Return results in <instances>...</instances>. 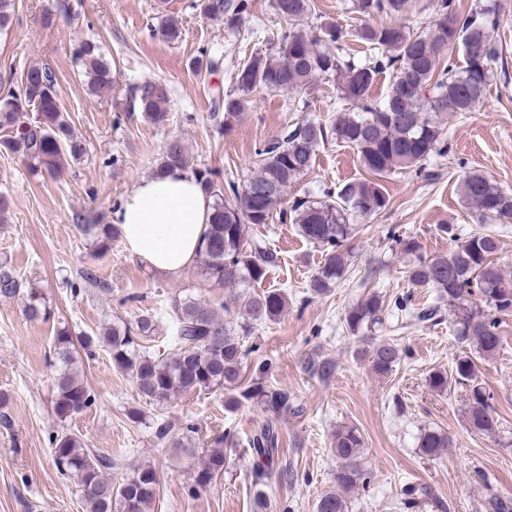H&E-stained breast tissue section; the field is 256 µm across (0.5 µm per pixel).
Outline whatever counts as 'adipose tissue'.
<instances>
[{
    "label": "adipose tissue",
    "mask_w": 512,
    "mask_h": 512,
    "mask_svg": "<svg viewBox=\"0 0 512 512\" xmlns=\"http://www.w3.org/2000/svg\"><path fill=\"white\" fill-rule=\"evenodd\" d=\"M210 212L194 176L175 169L140 178L112 221L131 255L159 274L177 277L194 261Z\"/></svg>",
    "instance_id": "obj_1"
}]
</instances>
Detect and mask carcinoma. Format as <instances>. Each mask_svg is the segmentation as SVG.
Returning a JSON list of instances; mask_svg holds the SVG:
<instances>
[{
    "label": "carcinoma",
    "instance_id": "1",
    "mask_svg": "<svg viewBox=\"0 0 512 512\" xmlns=\"http://www.w3.org/2000/svg\"><path fill=\"white\" fill-rule=\"evenodd\" d=\"M408 0H355L354 12L368 18L398 17L405 13ZM204 15L222 19L234 28L247 13L248 0H200ZM274 8L288 24L280 42L264 52L251 55L234 74L235 89L222 96L224 109L220 126L228 127L245 111L246 95L258 90L290 91L299 95L302 108L318 81L336 78L339 99L352 105L324 121L304 120L291 124L279 136L255 150L254 172L244 181H221L216 169L194 170L205 195L212 199L210 223L200 244L201 274L207 281L226 287H251L263 282L269 268L277 264V255L263 250L250 240L254 225L288 219L298 225L299 234L325 252L324 262L312 276L309 288L315 295L328 293L347 272V242L353 237L352 218L385 210L389 197L382 181L404 171L420 174L433 155L448 153L444 136L448 119L470 112L486 95L491 66L499 48L493 37L499 18L492 3L468 12L460 10L457 0H437L435 16L428 25L415 30L400 23L370 24L347 30L335 23L320 25L308 33L300 28L311 10L310 0H274ZM168 42L180 40L178 19L168 16L158 29ZM353 37L366 47L365 56L356 59L345 53L344 43ZM461 50L464 65L447 56L448 47ZM74 64L88 88L98 95H109L116 83L112 64L90 39L81 40L73 49ZM390 80L383 101L372 100L375 82L383 74ZM167 95L162 85L145 80L126 94L124 108L140 112L153 124L168 121ZM454 111H448V107ZM328 143L353 148L369 177L345 184L336 199L313 201L297 199L285 209L288 188L313 166L318 148ZM87 152L86 144L72 131L59 104V93L52 69L47 65L29 67L21 90L0 98V153L18 156L32 164L35 171L57 178L68 161H77ZM188 167L185 142L173 137L164 147L155 173ZM461 197L477 215L481 224L489 220L512 223V194L502 191L488 176L469 171L460 179ZM82 231L94 236L100 248H106L119 230L112 224H95L93 219L76 215ZM389 238L400 250L416 256L407 265L406 277L416 285L435 289L448 302L455 315L454 337L458 344L472 348L460 353L452 372L436 370L429 376L431 389L444 392L448 377L470 387L467 421L471 430L492 434L499 428L493 415L491 397L478 382L476 357L488 358L501 346L497 315L512 312V275L495 262L500 239L490 231L468 234L446 255L429 259L418 254L419 245L403 237L396 229ZM24 287L23 281L8 269H0V297L11 298ZM240 309L250 318L277 321L288 306L285 292L270 289L258 294H243ZM32 320L51 315L45 299L29 293L25 307ZM224 303L202 300L192 295L176 298L170 307L171 346L159 356L147 350L143 342L155 331L151 313H143L131 322L102 327L73 340L68 328L58 330L54 339V359L61 364L54 379L53 411L65 423L95 403V394L69 368L76 347L91 357L97 349L106 350L112 365L129 375L146 405H169L180 394L227 389L225 407L234 409L245 402L259 404L267 418L246 440L251 458V483L256 490L257 512H291L284 502L267 498V480L281 463L282 434L280 419L305 413L303 404L288 391L266 384L268 362L253 367L252 376L242 375L251 350L243 348L235 330L224 321ZM382 298L371 293L354 302L345 314L351 334L365 336L383 324ZM402 351L390 341H380L357 349V356L368 360L372 371L385 376L400 362ZM302 370L322 381L336 372V361L329 357L306 355ZM179 436L177 445L193 441L198 428L190 420L157 423L155 436L166 440ZM228 436L215 434L205 450L204 460L189 490L211 484L224 473V443ZM53 461L58 471L82 481L81 493L86 512H144L157 492L158 475L151 465L137 467L120 482L111 473L122 466L117 457L98 454L86 448L71 433L52 437ZM449 446L442 433L421 432L418 448L428 457ZM364 442L354 427L343 426L332 434L331 451L340 466L335 482L339 491L322 495L316 512H346L342 492L366 482V472L358 464ZM485 512H512V497L491 494Z\"/></svg>",
    "mask_w": 512,
    "mask_h": 512
}]
</instances>
